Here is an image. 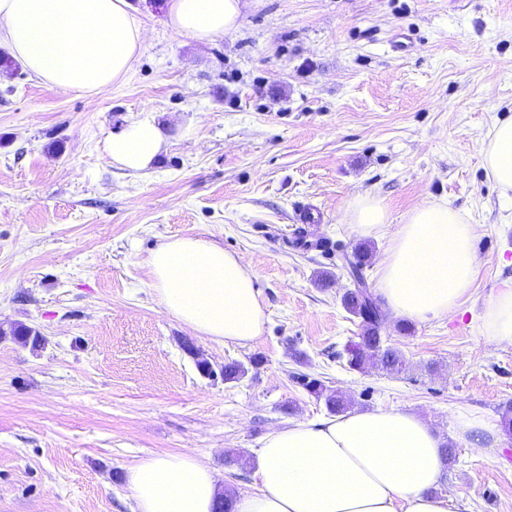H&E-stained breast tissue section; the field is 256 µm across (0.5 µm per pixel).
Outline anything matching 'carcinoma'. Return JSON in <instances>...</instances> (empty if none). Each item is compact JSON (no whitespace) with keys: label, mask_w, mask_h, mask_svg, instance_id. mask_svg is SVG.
Segmentation results:
<instances>
[{"label":"carcinoma","mask_w":512,"mask_h":512,"mask_svg":"<svg viewBox=\"0 0 512 512\" xmlns=\"http://www.w3.org/2000/svg\"><path fill=\"white\" fill-rule=\"evenodd\" d=\"M330 245L332 242L328 240L315 243L307 241L303 230L298 231L293 241V246L303 251L311 249L328 251ZM367 255L368 248L362 245L354 253V258H345L353 273L356 274L360 286L347 290L341 297V304L350 315L359 319L361 325L359 340L345 345L346 364L351 370L361 371L368 363L376 362L383 369L399 374L406 371L409 365L400 351L386 345V339L382 336L384 316L381 304L365 286L363 258ZM11 335L33 350L42 347L30 327L17 325L11 329ZM297 381L308 393L324 400L325 406L332 413H343L351 405V401L342 393L328 388L321 380L309 374H298Z\"/></svg>","instance_id":"cac0c4a2"}]
</instances>
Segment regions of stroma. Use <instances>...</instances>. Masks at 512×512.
I'll return each instance as SVG.
<instances>
[{
	"label": "stroma",
	"mask_w": 512,
	"mask_h": 512,
	"mask_svg": "<svg viewBox=\"0 0 512 512\" xmlns=\"http://www.w3.org/2000/svg\"><path fill=\"white\" fill-rule=\"evenodd\" d=\"M166 2L131 0L141 52L98 95L0 67V328L45 338L33 351L0 335V512H133L129 470L186 452L225 490L255 492L261 440L328 414L299 373L356 410L416 411L456 452L440 493L459 512H512V436L474 448L455 434L460 412L496 425L512 406V346L487 341L480 320L512 279V195L481 162L512 108V0H254L235 34L209 42L172 32ZM147 114L169 127L165 152L143 172L113 165L106 139ZM365 192L393 226L433 201L478 227L482 265L456 313L409 335L386 317L410 363L397 376L345 367L361 333L341 304L352 282L335 254L292 245L300 229L367 243L377 287L384 241L345 222ZM306 203L320 223L300 224ZM197 235L254 271L268 316L255 343L200 336L153 293L151 252ZM186 341L244 375L203 376Z\"/></svg>",
	"instance_id": "1"
}]
</instances>
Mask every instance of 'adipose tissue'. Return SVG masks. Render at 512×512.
Wrapping results in <instances>:
<instances>
[{
  "mask_svg": "<svg viewBox=\"0 0 512 512\" xmlns=\"http://www.w3.org/2000/svg\"><path fill=\"white\" fill-rule=\"evenodd\" d=\"M246 0H168L175 33L209 41L235 33ZM0 43L49 88L93 95L124 79L142 43L130 0H0ZM168 136L154 117L115 130L105 150L120 168L150 169ZM486 174L512 191V115L495 122L482 149ZM345 220L363 237L388 214L364 194ZM477 230L455 208L423 202L388 236L378 269V296L395 318L427 321L455 313L470 293L481 258ZM161 305L199 335L245 346L268 317L250 266L212 240L169 238L148 261ZM484 337L512 345V280L481 312ZM443 440L416 413L350 410L318 422L294 421L269 433L255 457L260 488L233 498L232 512H452L435 492L444 468ZM136 512H212L216 475L190 454L147 458L130 469Z\"/></svg>",
  "mask_w": 512,
  "mask_h": 512,
  "instance_id": "1",
  "label": "adipose tissue"
}]
</instances>
